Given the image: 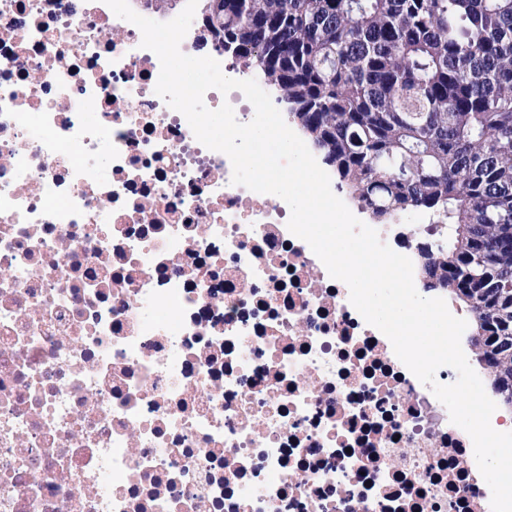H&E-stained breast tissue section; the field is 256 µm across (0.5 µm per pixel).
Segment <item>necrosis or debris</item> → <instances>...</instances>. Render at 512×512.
I'll list each match as a JSON object with an SVG mask.
<instances>
[{"mask_svg":"<svg viewBox=\"0 0 512 512\" xmlns=\"http://www.w3.org/2000/svg\"><path fill=\"white\" fill-rule=\"evenodd\" d=\"M141 39L0 0V512H491L470 436ZM427 224L376 231L411 257Z\"/></svg>","mask_w":512,"mask_h":512,"instance_id":"necrosis-or-debris-1","label":"necrosis or debris"}]
</instances>
